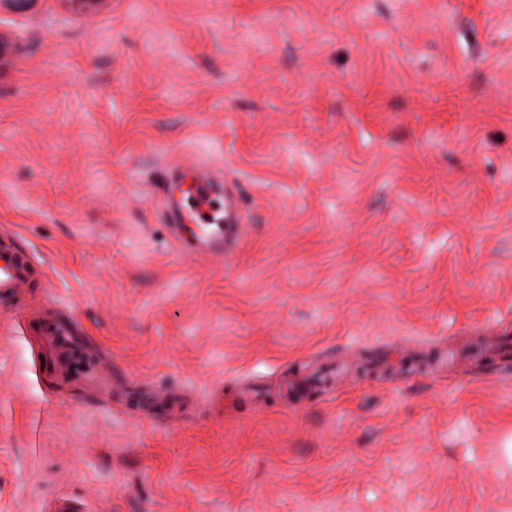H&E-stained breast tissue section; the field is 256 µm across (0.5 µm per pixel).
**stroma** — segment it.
<instances>
[{
  "mask_svg": "<svg viewBox=\"0 0 512 512\" xmlns=\"http://www.w3.org/2000/svg\"><path fill=\"white\" fill-rule=\"evenodd\" d=\"M0 40V229L49 280L0 304V512H512V0H34ZM191 162L229 265L168 227Z\"/></svg>",
  "mask_w": 512,
  "mask_h": 512,
  "instance_id": "1",
  "label": "stroma"
}]
</instances>
